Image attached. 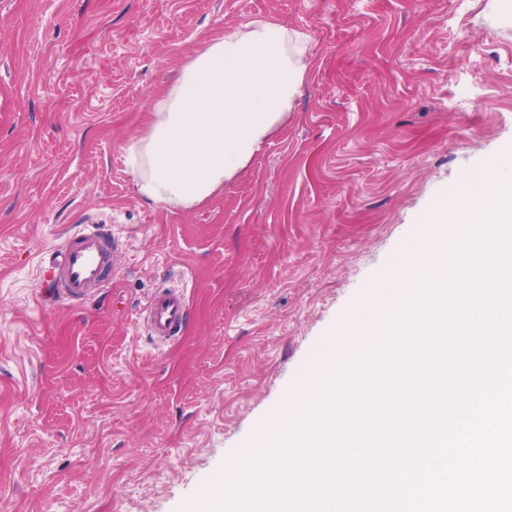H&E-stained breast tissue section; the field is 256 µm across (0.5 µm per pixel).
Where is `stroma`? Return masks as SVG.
Listing matches in <instances>:
<instances>
[{
	"mask_svg": "<svg viewBox=\"0 0 512 512\" xmlns=\"http://www.w3.org/2000/svg\"><path fill=\"white\" fill-rule=\"evenodd\" d=\"M257 18L310 36L288 121L189 209L126 164L153 95ZM512 149V0H0V512H211L418 224ZM118 250L54 295L71 226ZM184 290L175 337L144 322Z\"/></svg>",
	"mask_w": 512,
	"mask_h": 512,
	"instance_id": "1",
	"label": "stroma"
}]
</instances>
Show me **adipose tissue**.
I'll return each mask as SVG.
<instances>
[{"instance_id":"ef3b65f1","label":"adipose tissue","mask_w":512,"mask_h":512,"mask_svg":"<svg viewBox=\"0 0 512 512\" xmlns=\"http://www.w3.org/2000/svg\"><path fill=\"white\" fill-rule=\"evenodd\" d=\"M308 49V35L273 19L204 41L131 139L127 163L142 198L192 208L223 193L287 119Z\"/></svg>"}]
</instances>
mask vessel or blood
<instances>
[{
	"label": "vessel or blood",
	"mask_w": 512,
	"mask_h": 512,
	"mask_svg": "<svg viewBox=\"0 0 512 512\" xmlns=\"http://www.w3.org/2000/svg\"><path fill=\"white\" fill-rule=\"evenodd\" d=\"M117 249L109 231L92 224L67 233L52 256L55 287L64 300L80 301L106 284V273ZM149 322L155 336L171 338L187 316L184 293L161 290L147 305Z\"/></svg>",
	"instance_id": "vessel-or-blood-1"
}]
</instances>
